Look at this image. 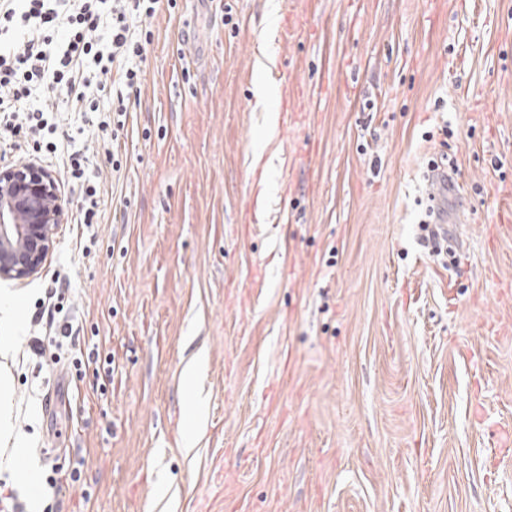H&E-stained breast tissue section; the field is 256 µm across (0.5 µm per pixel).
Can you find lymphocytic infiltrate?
Wrapping results in <instances>:
<instances>
[{
    "instance_id": "f902f5d3",
    "label": "lymphocytic infiltrate",
    "mask_w": 512,
    "mask_h": 512,
    "mask_svg": "<svg viewBox=\"0 0 512 512\" xmlns=\"http://www.w3.org/2000/svg\"><path fill=\"white\" fill-rule=\"evenodd\" d=\"M162 0H0V142L11 149L33 145L54 153L59 141L44 140L49 124L28 101L42 83L59 89L77 112H95L99 96L116 111L139 96L138 63L150 32L135 31L132 21L154 16ZM80 153L69 156L68 171L82 193L79 223L99 219L101 186L86 173Z\"/></svg>"
}]
</instances>
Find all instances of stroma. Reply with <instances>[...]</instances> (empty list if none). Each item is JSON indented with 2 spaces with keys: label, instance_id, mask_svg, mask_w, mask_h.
Segmentation results:
<instances>
[{
  "label": "stroma",
  "instance_id": "stroma-1",
  "mask_svg": "<svg viewBox=\"0 0 512 512\" xmlns=\"http://www.w3.org/2000/svg\"><path fill=\"white\" fill-rule=\"evenodd\" d=\"M103 190L0 279L27 512H512V0H176ZM467 219L435 251L428 165ZM71 337L40 319L53 294ZM78 468L38 499L29 473ZM51 471L56 477H52L49 481H46L42 490L45 497H59L63 492L69 489L70 486H74V484L80 480V475H76V471L70 473L66 471L63 472V469L58 470L53 465H51Z\"/></svg>",
  "mask_w": 512,
  "mask_h": 512
}]
</instances>
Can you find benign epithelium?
<instances>
[{
  "instance_id": "benign-epithelium-1",
  "label": "benign epithelium",
  "mask_w": 512,
  "mask_h": 512,
  "mask_svg": "<svg viewBox=\"0 0 512 512\" xmlns=\"http://www.w3.org/2000/svg\"><path fill=\"white\" fill-rule=\"evenodd\" d=\"M63 217L56 183L48 174L32 165L0 172V278L37 273Z\"/></svg>"
}]
</instances>
